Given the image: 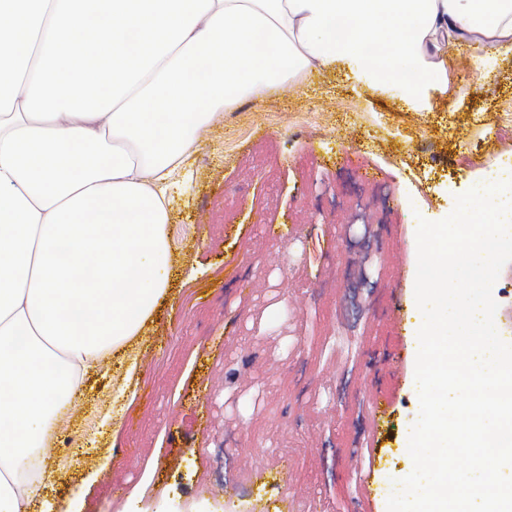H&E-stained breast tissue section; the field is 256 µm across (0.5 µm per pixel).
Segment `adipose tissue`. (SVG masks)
Here are the masks:
<instances>
[{
  "label": "adipose tissue",
  "mask_w": 512,
  "mask_h": 512,
  "mask_svg": "<svg viewBox=\"0 0 512 512\" xmlns=\"http://www.w3.org/2000/svg\"><path fill=\"white\" fill-rule=\"evenodd\" d=\"M461 44L512 53V0H0V512H32L39 450L163 297L168 192L214 113L335 66L410 72L415 109Z\"/></svg>",
  "instance_id": "1"
}]
</instances>
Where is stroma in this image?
<instances>
[{
  "mask_svg": "<svg viewBox=\"0 0 512 512\" xmlns=\"http://www.w3.org/2000/svg\"><path fill=\"white\" fill-rule=\"evenodd\" d=\"M441 57L427 112L330 69L215 115L170 190L167 294L87 375L56 431L92 443L48 445L36 512H251L257 489L290 512H382L419 412L386 366L409 346L387 313L415 280L413 226L512 154V53ZM369 382L390 402L379 431Z\"/></svg>",
  "mask_w": 512,
  "mask_h": 512,
  "instance_id": "stroma-1",
  "label": "stroma"
}]
</instances>
